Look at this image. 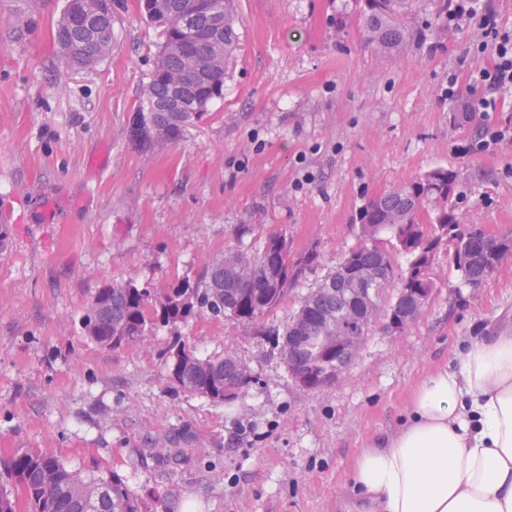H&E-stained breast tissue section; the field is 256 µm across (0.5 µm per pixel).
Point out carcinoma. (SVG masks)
I'll return each instance as SVG.
<instances>
[{
    "mask_svg": "<svg viewBox=\"0 0 512 512\" xmlns=\"http://www.w3.org/2000/svg\"><path fill=\"white\" fill-rule=\"evenodd\" d=\"M224 10V37L209 47L201 61L205 77L184 113L152 111L153 97L163 93L165 77L175 69L178 51L191 36L179 25L177 12L154 8L152 0H138L139 12L159 30L162 38L157 62L137 109L141 131L139 145L176 138L182 128L201 120L215 99L224 97V74L239 45L232 0H214ZM368 13L359 18L364 40L376 50L392 53L412 40L414 32L395 23L407 13L410 0H367ZM78 9L98 17L100 28L88 42L73 35L74 13L65 5L52 32L54 45L63 62L89 69L106 57L112 44V24L105 0H79ZM457 175L447 168H436L371 198L359 211V240L336 269L328 273L303 297L290 323L275 336H282L280 355L285 365L312 376L310 391L328 385L325 372L348 364L352 355L323 343L319 336L329 319L354 320L353 332L367 337L378 320L386 321L413 313L418 301L410 288H434L430 276L419 272L430 269L437 249L448 247V263L461 271L473 288L498 271L504 258L500 246H512V236L487 237L481 230L459 222L452 205ZM409 256L403 274L396 273L386 248L385 233ZM209 262L196 278L184 277L159 291L141 287L134 280L106 285L87 304L81 318L84 335L104 349L145 342L157 327H175L208 312L251 322L277 306L288 294L297 276V263L290 260L288 241L269 235L253 252L230 248L227 256ZM346 266H367L379 274L396 292L385 289L374 308L365 302L366 286L343 271ZM166 364L172 385L205 398H224V391L236 399L252 381L244 364L230 354L200 357L181 339L166 349ZM8 482H0V512H15V491L26 497L30 512H141L136 497L123 479L115 474L91 476L68 468L58 457L39 449L27 448L0 463Z\"/></svg>",
    "mask_w": 512,
    "mask_h": 512,
    "instance_id": "cac0c4a2",
    "label": "carcinoma"
}]
</instances>
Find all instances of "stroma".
<instances>
[{
	"mask_svg": "<svg viewBox=\"0 0 512 512\" xmlns=\"http://www.w3.org/2000/svg\"><path fill=\"white\" fill-rule=\"evenodd\" d=\"M113 2L108 56L77 71L51 37L66 0H0V459L39 448L118 473L142 512H346L355 457L397 429L420 380L512 323V259L474 288L438 250L420 318L375 327L317 392L296 385L267 331L355 246L361 206L432 168L457 173L465 223L512 233V146L454 149L512 125V99L453 123L442 91L454 73L471 97L475 33L437 39L440 0H412L401 23L420 38L392 55L363 39L366 0H237L223 99L145 152L130 127L161 40L137 0ZM271 233L312 262L256 321L204 314L114 350L83 335L103 286L161 289ZM177 336L246 363V392L215 403L171 388L163 352Z\"/></svg>",
	"mask_w": 512,
	"mask_h": 512,
	"instance_id": "obj_1",
	"label": "stroma"
}]
</instances>
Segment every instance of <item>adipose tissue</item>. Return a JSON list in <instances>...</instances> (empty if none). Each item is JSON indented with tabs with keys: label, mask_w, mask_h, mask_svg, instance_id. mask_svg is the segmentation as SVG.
Wrapping results in <instances>:
<instances>
[{
	"label": "adipose tissue",
	"mask_w": 512,
	"mask_h": 512,
	"mask_svg": "<svg viewBox=\"0 0 512 512\" xmlns=\"http://www.w3.org/2000/svg\"><path fill=\"white\" fill-rule=\"evenodd\" d=\"M350 498L365 512H512V325L421 380L400 429L356 458Z\"/></svg>",
	"instance_id": "adipose-tissue-1"
}]
</instances>
